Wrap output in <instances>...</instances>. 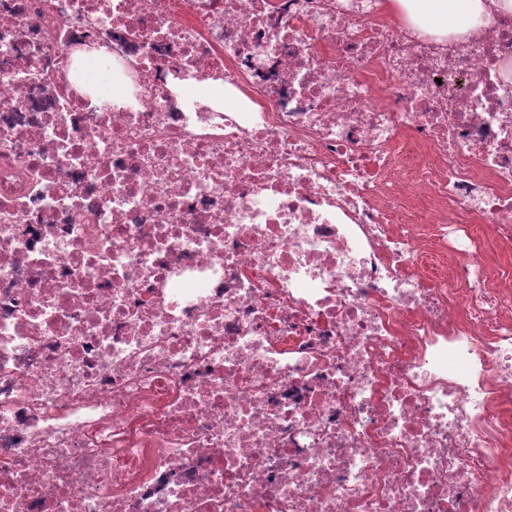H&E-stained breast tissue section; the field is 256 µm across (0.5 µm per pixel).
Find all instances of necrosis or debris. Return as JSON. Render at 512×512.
<instances>
[{
  "instance_id": "necrosis-or-debris-1",
  "label": "necrosis or debris",
  "mask_w": 512,
  "mask_h": 512,
  "mask_svg": "<svg viewBox=\"0 0 512 512\" xmlns=\"http://www.w3.org/2000/svg\"><path fill=\"white\" fill-rule=\"evenodd\" d=\"M384 4L0 0V512H512V11ZM487 0H437L434 9L437 12L438 22L435 24L437 34L448 36V31L462 33L461 29L453 27L448 22V16L460 14L469 19L471 24H479L487 14Z\"/></svg>"
}]
</instances>
